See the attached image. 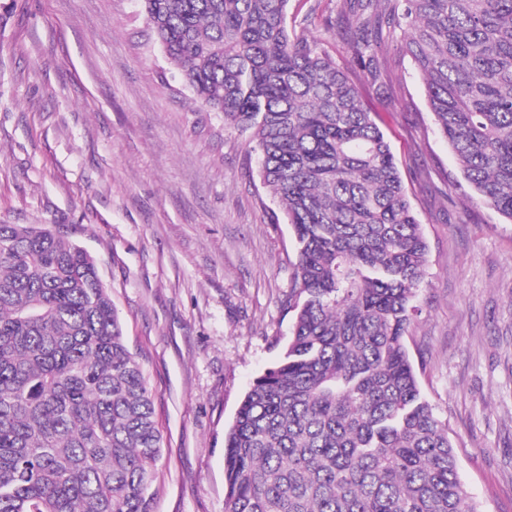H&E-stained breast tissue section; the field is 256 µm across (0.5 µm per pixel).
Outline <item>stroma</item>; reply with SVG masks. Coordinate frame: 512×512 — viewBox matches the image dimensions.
<instances>
[{"instance_id": "1", "label": "stroma", "mask_w": 512, "mask_h": 512, "mask_svg": "<svg viewBox=\"0 0 512 512\" xmlns=\"http://www.w3.org/2000/svg\"><path fill=\"white\" fill-rule=\"evenodd\" d=\"M339 0H290L288 24L361 75ZM388 94L364 84L429 247L407 340L459 439L481 512H512V222L469 209L400 30ZM248 133L200 109L141 0H0V224L61 225L96 260L154 396V512H224V433L282 356L296 244Z\"/></svg>"}]
</instances>
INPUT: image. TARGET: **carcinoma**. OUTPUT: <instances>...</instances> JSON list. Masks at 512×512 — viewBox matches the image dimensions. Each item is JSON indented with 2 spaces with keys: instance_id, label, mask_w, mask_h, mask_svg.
Here are the masks:
<instances>
[{
  "instance_id": "obj_1",
  "label": "carcinoma",
  "mask_w": 512,
  "mask_h": 512,
  "mask_svg": "<svg viewBox=\"0 0 512 512\" xmlns=\"http://www.w3.org/2000/svg\"><path fill=\"white\" fill-rule=\"evenodd\" d=\"M201 108L250 133L297 250L282 358L224 434L225 512H479L406 345L428 244L362 92L289 0H141ZM400 28L473 207L512 221V0H341ZM163 436L94 258L0 224V512H153Z\"/></svg>"
}]
</instances>
